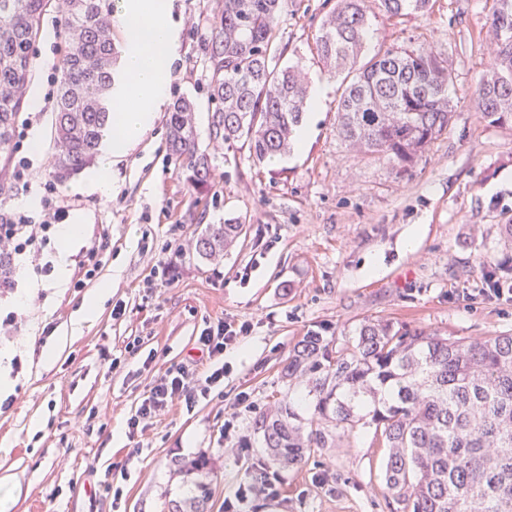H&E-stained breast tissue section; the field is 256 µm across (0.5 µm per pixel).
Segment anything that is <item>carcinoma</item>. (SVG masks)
<instances>
[{
    "mask_svg": "<svg viewBox=\"0 0 512 512\" xmlns=\"http://www.w3.org/2000/svg\"><path fill=\"white\" fill-rule=\"evenodd\" d=\"M51 0H0V152L10 150L32 49ZM385 15H421L430 0H380ZM67 51L52 123L54 177L79 173L95 160L112 122V91L120 73L112 41L111 0H62ZM283 0H221L204 48L208 57L212 130L226 143L248 140L256 161L285 153L306 112L297 65L281 61L277 22ZM494 61L480 78L476 107L488 124L512 129V0H494ZM369 33L365 0H338L316 37L318 55L343 75L338 136L357 154L385 158L412 175L446 131L453 85L448 61L432 46L377 53L353 72ZM196 107L177 99L167 120L168 146L186 181L210 183L199 151ZM242 231L211 224L196 237L203 260L219 261ZM284 379H301L316 399L304 426L288 398L256 420L265 468L294 467L324 448L333 423L374 428L388 449L383 479L400 512H512V336L451 339L388 320L365 318L351 342L336 350L316 334L288 357ZM211 480L171 503L169 512H210Z\"/></svg>",
    "mask_w": 512,
    "mask_h": 512,
    "instance_id": "1",
    "label": "carcinoma"
}]
</instances>
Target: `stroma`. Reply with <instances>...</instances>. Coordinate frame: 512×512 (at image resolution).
Masks as SVG:
<instances>
[{
  "instance_id": "35a3bbf8",
  "label": "stroma",
  "mask_w": 512,
  "mask_h": 512,
  "mask_svg": "<svg viewBox=\"0 0 512 512\" xmlns=\"http://www.w3.org/2000/svg\"><path fill=\"white\" fill-rule=\"evenodd\" d=\"M337 0H287L278 19L284 59L324 89L320 118L292 161L255 163L247 140L215 139L204 34L219 0H170L178 29L169 99L198 106L201 152L211 185L192 188L167 147L168 107L112 165L111 193L89 189L86 173L55 180L50 157L53 109L26 106L16 122L21 153L39 180H14L13 153H0V214L39 223L52 196L85 218L69 248L66 279L13 275L0 288V316L15 311L17 331L0 341V373L13 382L12 406L0 412V498L9 512H168L193 479L176 463L199 457L217 465L212 512H227L236 489L251 481L263 455L258 415L289 397L302 421L315 400L303 381L280 371L295 344L318 334L342 346L363 319L440 330L453 338L512 335V302L487 296L482 270L512 265V131L489 125L476 107L479 80L492 62L488 30L493 0H432L428 15L386 17L367 0L372 36L365 54L432 44L453 72L454 114L412 175L384 159H362L336 133L342 89L315 50L325 15ZM66 16L56 8L33 48L28 94L46 96L65 48ZM241 224L220 264L205 262L180 234L208 225ZM421 225L415 247L410 228ZM105 247L103 266L76 287L80 251ZM172 266L169 280L153 274ZM109 295L90 319L88 292ZM125 313L113 318L115 305ZM221 320L247 334L224 353L216 392L177 401L129 433L128 419L169 370L200 363L204 321ZM336 442L299 468L279 471L277 497L252 493L244 512H391L382 477L385 448L371 428L336 429ZM126 471L122 496L101 487L106 469Z\"/></svg>"
}]
</instances>
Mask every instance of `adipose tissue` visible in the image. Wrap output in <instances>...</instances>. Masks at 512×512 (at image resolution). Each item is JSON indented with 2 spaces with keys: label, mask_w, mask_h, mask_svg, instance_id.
<instances>
[{
  "label": "adipose tissue",
  "mask_w": 512,
  "mask_h": 512,
  "mask_svg": "<svg viewBox=\"0 0 512 512\" xmlns=\"http://www.w3.org/2000/svg\"><path fill=\"white\" fill-rule=\"evenodd\" d=\"M119 19L128 45L126 81L118 93L125 106L112 115V141L103 161L87 177L94 190H112V162L129 152L150 127L166 99L175 29L169 0H120Z\"/></svg>",
  "instance_id": "adipose-tissue-1"
}]
</instances>
